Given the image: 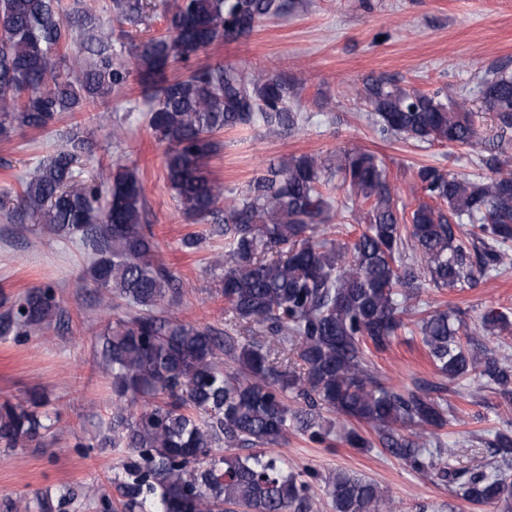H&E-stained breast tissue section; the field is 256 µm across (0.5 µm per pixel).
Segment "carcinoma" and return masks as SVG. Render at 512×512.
Listing matches in <instances>:
<instances>
[{
    "label": "carcinoma",
    "mask_w": 512,
    "mask_h": 512,
    "mask_svg": "<svg viewBox=\"0 0 512 512\" xmlns=\"http://www.w3.org/2000/svg\"><path fill=\"white\" fill-rule=\"evenodd\" d=\"M142 0H112V14L127 20ZM285 0H174L164 14L166 32L141 43L135 54L138 82L150 102L148 124L166 143L167 182L194 224L205 223L224 198L210 164L216 135L240 126L296 128L305 116L290 107L298 94L288 82L247 67H198L168 76L208 47L250 35L265 18L280 15ZM95 20L64 13L60 0H0V137L42 131L65 114L106 102L124 87L129 70L112 51V33L101 28L97 46L75 53L68 66L60 51ZM482 108L495 113L500 137L512 130V73L480 78ZM373 115L379 132L404 140L474 148L479 133L464 96L443 101L397 84L384 75L352 88ZM92 153L77 123L19 191L0 199V214L13 224H42L57 239L78 237L93 260L87 281L106 306L119 298L139 308L117 318L102 336V363L112 379L114 448L128 449L121 482L124 512H309L312 485L266 449L297 428L333 446V423L321 411L358 424L342 440L365 452V434L413 470L453 484L477 506L512 512V431L497 432L495 460L484 466L436 463L427 449L401 434L434 436L448 425L449 407L429 390H396L371 369L368 352L387 349L406 328L404 315L419 288H463L512 264V171L472 180L425 165L415 172L423 198L407 214L398 208L385 167L362 150L344 153L336 168L318 154H301L271 166L224 208V257L212 260L232 318L251 331L262 325L286 345L274 357L258 341H228L209 327L156 313L179 295L171 272L156 260V241L146 217L145 186L137 168L100 166L75 189L76 165ZM361 226L353 242L321 239L332 217V174ZM468 219L470 228L461 221ZM52 286H35L0 315V336H27L60 314ZM418 334L435 371L444 379H474L480 389L512 402V365L489 353L479 333L494 336L512 327L490 309L471 328L460 308L417 311ZM236 368L224 370V358ZM305 406L292 409L288 394ZM137 413L128 411L137 400ZM43 395L0 405V444L40 443L51 426L40 409ZM251 445L244 456L224 444ZM334 512H393L377 483L346 471L323 479Z\"/></svg>",
    "instance_id": "obj_1"
}]
</instances>
